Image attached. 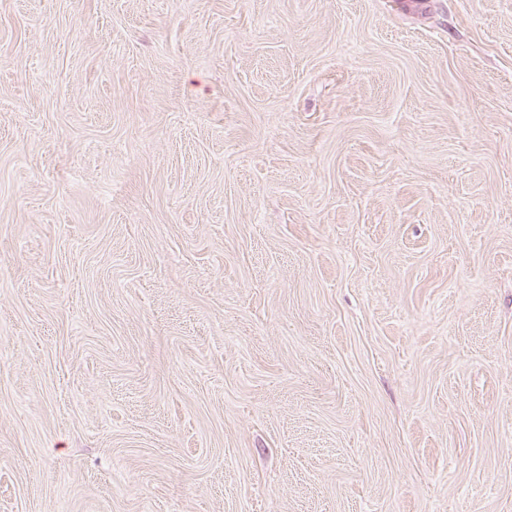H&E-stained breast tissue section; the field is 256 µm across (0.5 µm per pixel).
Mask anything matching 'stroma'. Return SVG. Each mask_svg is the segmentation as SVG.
<instances>
[{
  "label": "stroma",
  "instance_id": "obj_1",
  "mask_svg": "<svg viewBox=\"0 0 512 512\" xmlns=\"http://www.w3.org/2000/svg\"><path fill=\"white\" fill-rule=\"evenodd\" d=\"M0 0V512H512V0Z\"/></svg>",
  "mask_w": 512,
  "mask_h": 512
}]
</instances>
